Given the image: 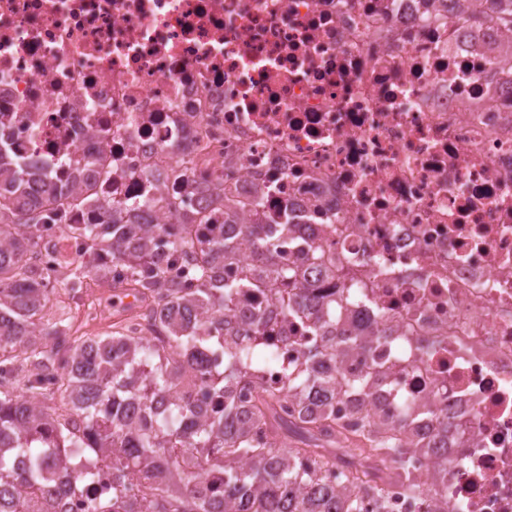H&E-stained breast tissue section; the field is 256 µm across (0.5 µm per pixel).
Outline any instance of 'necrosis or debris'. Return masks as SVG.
Masks as SVG:
<instances>
[{
	"mask_svg": "<svg viewBox=\"0 0 512 512\" xmlns=\"http://www.w3.org/2000/svg\"><path fill=\"white\" fill-rule=\"evenodd\" d=\"M512 33L464 0H0V127L13 155L70 163L68 189L144 192L212 214L197 237L269 225L336 325L307 330L269 292L239 295L273 358L263 386L323 337L369 394L340 392L353 423L399 400L448 421L414 465L432 492L391 489L363 512H512ZM242 210L225 217L215 189ZM335 269L301 259L309 247ZM213 351L181 391L220 407Z\"/></svg>",
	"mask_w": 512,
	"mask_h": 512,
	"instance_id": "obj_1",
	"label": "necrosis or debris"
}]
</instances>
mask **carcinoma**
<instances>
[{
	"instance_id": "1",
	"label": "carcinoma",
	"mask_w": 512,
	"mask_h": 512,
	"mask_svg": "<svg viewBox=\"0 0 512 512\" xmlns=\"http://www.w3.org/2000/svg\"><path fill=\"white\" fill-rule=\"evenodd\" d=\"M486 11L477 21L499 24L512 31V0H486ZM27 172L20 165L0 168V363H20L29 372L55 369L66 359L73 365L68 380L57 393L64 403L86 415L90 423L79 428L70 419L36 411L32 401L46 397L37 383L27 386L29 396L0 391V486L13 487L0 495V512H58L52 499H39L28 489L45 480L61 464L60 454L72 456L81 468L95 465L88 448L112 449V500L91 501L87 512H237L229 501L240 496L242 512H362L363 498L383 501L388 485H371L356 459L392 462L389 481L400 484L411 497L423 494L412 455L427 454L429 441L411 439L404 429L411 419L409 406L399 408V423H385L366 414L350 431L329 408L311 416L303 407L283 413L282 402L301 397L313 386L339 385L362 392L372 381L327 376L319 366L323 352L315 350L301 364L284 368V384L263 389L255 404L242 408L234 389L257 378L271 350L260 342L266 325L252 323L254 336L239 342L224 341V312L245 289L275 290V302L283 312L312 325L336 321V308L305 301L297 291L296 273L288 268L263 225L273 218L257 217L248 227V243L258 256L255 268L243 277L224 280V261L237 247L227 239L177 237L166 224H139L136 211L143 207L168 209L175 220L187 207L185 201H169L143 195L137 199L98 205L93 224H69L67 207L80 205L85 191L62 193L65 184L47 174L48 185L37 202L23 197ZM56 226L72 238H82L88 257L104 253L111 263L65 264L64 280L69 303L60 307L53 322L42 323V311L51 290L37 276V262L50 241L30 234L37 227ZM165 253H177L200 287L190 289L168 277ZM126 272L125 283L159 300L189 310H200L188 324L159 321L165 339L148 345L118 320L109 336H90L77 325L79 308L75 294L90 273L102 281L111 278V266ZM215 350L224 357V369L212 377L213 391L224 397L223 409L200 424L182 428L181 422L202 413L189 399L172 401L167 410L155 405L174 387L177 361L198 350ZM135 401L143 412V424L133 439L118 414L112 425L91 423L95 405L115 399ZM340 468L344 495L336 505V490H326L322 473ZM137 475L145 494L126 493V481Z\"/></svg>"
}]
</instances>
